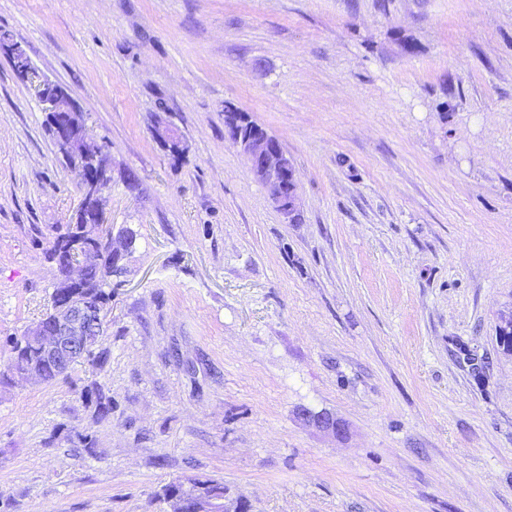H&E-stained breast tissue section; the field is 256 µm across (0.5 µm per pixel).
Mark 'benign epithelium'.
I'll list each match as a JSON object with an SVG mask.
<instances>
[{"mask_svg":"<svg viewBox=\"0 0 512 512\" xmlns=\"http://www.w3.org/2000/svg\"><path fill=\"white\" fill-rule=\"evenodd\" d=\"M11 59L15 68L23 73H33L30 59L17 42H11ZM36 93L53 117L56 143L63 156L70 158L71 166L82 173L80 189L83 202L96 208L102 188L111 181V175L102 161L96 157L86 158L78 146L89 137L85 120L81 119L74 102L61 93L57 82L48 78H37ZM155 136L164 148L174 156L185 149L183 138L170 125L155 129ZM224 137L240 146L247 156L253 176L269 191L281 214L293 219L297 213V194L284 193V182L296 183L295 169L279 141L267 133L256 134L246 127L240 113L224 114ZM83 256L82 242L73 244L67 261L58 266L62 276L77 283L79 278L70 277L72 269ZM107 318V310L90 304L86 299L73 296L56 305V311L48 326L35 324L28 333L29 343L38 349L40 356L57 370L66 373L87 352L98 346L97 331ZM313 424L333 434L343 433L341 424L327 412L306 413ZM166 512H250L242 500L229 497L225 491L211 490L191 481H183L164 500Z\"/></svg>","mask_w":512,"mask_h":512,"instance_id":"1","label":"benign epithelium"}]
</instances>
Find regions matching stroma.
<instances>
[{
  "instance_id": "35a3bbf8",
  "label": "stroma",
  "mask_w": 512,
  "mask_h": 512,
  "mask_svg": "<svg viewBox=\"0 0 512 512\" xmlns=\"http://www.w3.org/2000/svg\"><path fill=\"white\" fill-rule=\"evenodd\" d=\"M1 32L79 104L104 221L138 233L105 368L9 370L81 195L0 53L5 512H163L186 478L252 512H512V0H0ZM228 105L288 154L300 223ZM237 111L225 106L224 137L240 146L247 156L253 176L268 189L281 214L293 223L298 208L297 194L294 188L286 195L283 187L287 180L288 184L296 185L295 169L279 141L267 132H250L240 119L242 111ZM155 136L164 148L174 156H180L185 149L183 138L178 131L170 125L158 126L155 129ZM79 224H55L50 230L48 237V252L50 258L56 264L59 252L65 244L80 239Z\"/></svg>"
}]
</instances>
